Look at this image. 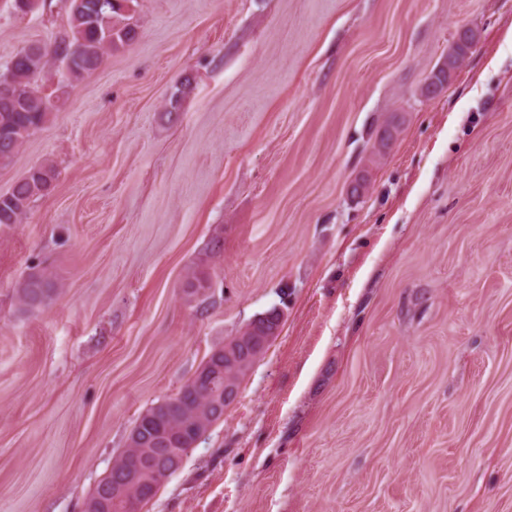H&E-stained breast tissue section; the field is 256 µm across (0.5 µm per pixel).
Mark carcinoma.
<instances>
[{
	"label": "carcinoma",
	"mask_w": 512,
	"mask_h": 512,
	"mask_svg": "<svg viewBox=\"0 0 512 512\" xmlns=\"http://www.w3.org/2000/svg\"><path fill=\"white\" fill-rule=\"evenodd\" d=\"M125 0H110L97 9L96 0H66L68 28L52 44L54 56L31 43L19 50L4 67L10 86L23 96L20 109L0 102V165L12 161L23 144L48 120L53 110V94L45 92L39 80L55 63V57L68 60L66 72L77 78L96 70L112 49L136 37V29L121 13ZM56 168L43 162L30 168L5 194H0V225L22 222L29 205L51 191ZM54 277L45 268L34 266L16 288V299L26 310L47 304L54 293ZM224 418L216 413L209 396L183 385L172 397L146 409L128 437V445L112 461L110 474H120L142 459L148 449L139 440L155 433L166 437L180 457H185L213 425Z\"/></svg>",
	"instance_id": "carcinoma-1"
}]
</instances>
